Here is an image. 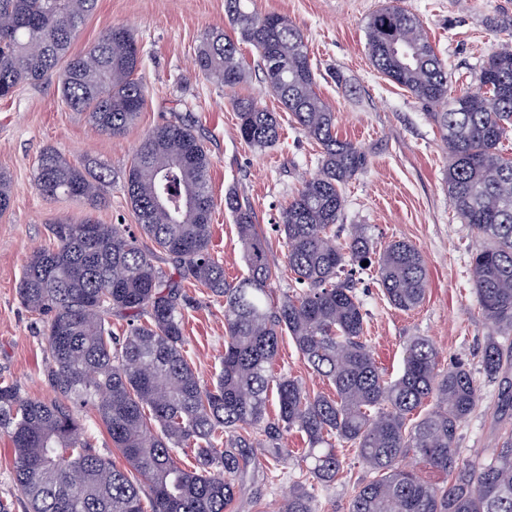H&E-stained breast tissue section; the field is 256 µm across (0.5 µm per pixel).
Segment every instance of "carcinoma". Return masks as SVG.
Here are the masks:
<instances>
[{
    "mask_svg": "<svg viewBox=\"0 0 512 512\" xmlns=\"http://www.w3.org/2000/svg\"><path fill=\"white\" fill-rule=\"evenodd\" d=\"M250 0H224L235 39L209 34L195 55L198 74L228 90L247 81L239 42L251 45L271 93L302 133L321 149L318 171L288 201L277 225L287 268L298 288L274 304L277 277L253 213L233 192L224 197L234 216L247 277L229 283L210 252L214 198L211 158L188 122L155 126L139 144L124 181L139 233L91 218L48 226L53 245L31 252L18 294L46 322L44 373L63 397L50 403L0 382V433L14 455V479L24 512H232L248 469L288 459L283 434L295 429L309 444L307 475L336 480L344 461L336 446L356 449L378 478L361 484L349 512H512V432L483 460L457 448L461 424L475 411L479 389L462 362L439 368L427 338L406 349L401 375L384 378L362 341L365 313L355 292L353 266L375 261L388 303L418 307L428 288L424 259L396 241L377 251L356 224L336 241L344 210L342 187L367 165L365 153L336 134V116L315 91V73L300 30L288 18L259 15ZM98 0H0V98L25 83L57 75L61 95L99 131L125 134L145 105L137 41L109 27L84 54L70 52ZM372 65L402 86L430 113L448 149V200L480 243L470 267L479 309L500 330L512 329V156L500 144L512 127V43L494 48L478 81L491 98L454 90L423 23L395 6L376 10L366 24ZM238 134L257 148L280 137L277 113L248 98L235 100ZM111 169L76 163L54 149L41 152L35 186L45 198L67 196L96 208L105 201ZM11 204V179L0 172V214ZM149 239L175 264L174 277L140 247ZM193 281L224 299V353L211 382L190 364L183 336V282ZM127 319L125 336L111 318ZM291 337L309 367L330 382L334 395L308 392L272 366L279 337ZM512 356L492 336L480 369L498 379ZM276 390L279 411L266 402ZM434 407L411 416L429 399ZM90 405L125 466L93 446L72 405ZM263 436L264 457L246 437ZM190 449L195 465H182ZM415 453L448 478L428 483L406 469ZM281 512H313L297 485Z\"/></svg>",
    "mask_w": 512,
    "mask_h": 512,
    "instance_id": "carcinoma-1",
    "label": "carcinoma"
}]
</instances>
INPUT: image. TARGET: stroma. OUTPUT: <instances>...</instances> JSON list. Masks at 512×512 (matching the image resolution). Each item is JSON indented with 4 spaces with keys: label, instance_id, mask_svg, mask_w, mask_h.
Instances as JSON below:
<instances>
[{
    "label": "stroma",
    "instance_id": "obj_1",
    "mask_svg": "<svg viewBox=\"0 0 512 512\" xmlns=\"http://www.w3.org/2000/svg\"><path fill=\"white\" fill-rule=\"evenodd\" d=\"M414 13L448 65L453 83L477 89L479 70L494 43L512 41V0H252L258 14L286 16L302 33L316 77V91L336 114L340 139L357 145L368 164L343 189L342 233L360 224L378 246L407 241L422 254L428 270L423 302L403 312L385 299L374 268L355 273L356 292L366 314L365 342L386 379L403 370L411 339L433 342L440 367L462 360L480 370L486 336L512 346V332L498 333L481 315L470 276V257L478 239L462 224L448 201V152L429 109L408 91L379 74L366 51V23L386 2ZM112 25L129 29L141 51L138 72L146 103L125 135L98 131L84 114L62 101L56 78L18 88L0 99V171L12 179V206L0 215V378L16 383L23 396L53 399L44 376L47 356L45 322L21 302L18 284L32 250L48 245L47 226L63 219L92 217L102 224L136 226L137 217L123 183L143 137L172 114L194 121L211 156L210 182L215 200L211 253L235 282L248 273L236 225L224 204L235 191L250 208L268 243V259L280 276L272 281V299L292 288L284 273L285 246L276 230L283 207L314 175L319 146L297 128L272 96L257 67L252 46L240 47L249 72L237 92H229L194 69L195 54L206 34L228 30L224 0H99L71 51L85 52ZM345 86H338L337 77ZM245 96L278 112V142L259 150L237 134L234 96ZM54 148L72 160L109 165L112 183L106 203L89 210L79 200L43 198L34 176L43 149ZM190 302L183 310L185 350L203 380H210L224 351V301L206 289L187 284ZM276 371L300 380L310 392L331 387L309 368L293 340L282 336ZM476 411L461 425L463 458H485L504 432H512V411L496 410L499 382L479 375ZM339 454L345 469L335 482L308 484L314 512H349L355 489L373 479L355 449ZM306 476L304 462L291 459L272 466L268 475L247 478L234 512H280L294 484Z\"/></svg>",
    "mask_w": 512,
    "mask_h": 512
}]
</instances>
